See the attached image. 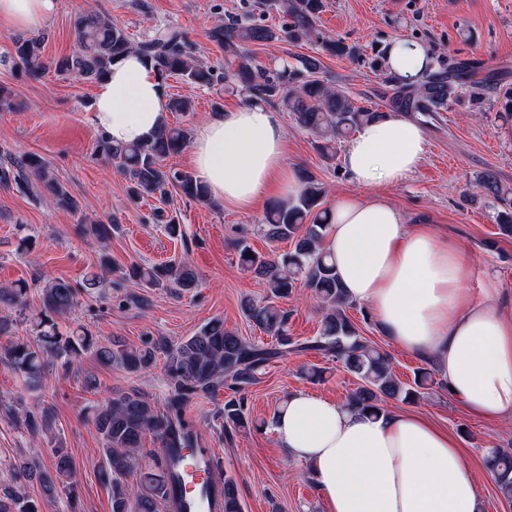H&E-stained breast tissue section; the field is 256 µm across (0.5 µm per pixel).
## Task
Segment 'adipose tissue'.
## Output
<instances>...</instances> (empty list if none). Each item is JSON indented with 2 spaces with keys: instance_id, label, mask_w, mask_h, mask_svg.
Returning a JSON list of instances; mask_svg holds the SVG:
<instances>
[{
  "instance_id": "ef3b65f1",
  "label": "adipose tissue",
  "mask_w": 512,
  "mask_h": 512,
  "mask_svg": "<svg viewBox=\"0 0 512 512\" xmlns=\"http://www.w3.org/2000/svg\"><path fill=\"white\" fill-rule=\"evenodd\" d=\"M57 8L58 0H0V24L36 30ZM431 61L426 47L402 38L387 51L390 72L407 84ZM91 111L112 144L146 143L165 121L161 81L129 53L99 83ZM285 138L275 112L253 103L205 120L191 142L192 164L226 208L286 202L300 178L286 161ZM425 152L421 128L397 114L358 128L343 152L357 190L332 208L323 249L349 300L369 305L392 342L435 363L469 414L512 419V305L492 285L474 294L456 243L360 194L402 181ZM274 431L290 458L308 466L330 512H483L457 440L423 414L389 409L373 417L301 391L289 396Z\"/></svg>"
}]
</instances>
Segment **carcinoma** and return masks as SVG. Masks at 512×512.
<instances>
[{
	"label": "carcinoma",
	"mask_w": 512,
	"mask_h": 512,
	"mask_svg": "<svg viewBox=\"0 0 512 512\" xmlns=\"http://www.w3.org/2000/svg\"><path fill=\"white\" fill-rule=\"evenodd\" d=\"M283 13L289 17L281 33L290 42L316 38L323 49L336 56L354 57L358 50L342 40H328L316 29L322 0H284ZM75 44L71 54L53 63L44 57L45 36H19L13 40L10 59L25 67L29 75L39 76L49 69L60 75H74L99 82L112 63L134 51L152 67L162 82L179 79L192 87L210 88L228 78L255 98L278 102L294 115L298 127L314 138L322 157L335 158V144L353 134L366 122L386 116L355 102L345 91L328 85L322 77V63L314 57L299 59L297 67L267 68L258 63L249 45L277 36L261 25L231 23L217 25L209 40L224 51V67L203 63L195 55L184 34L165 25L135 42L112 18L85 11L73 20ZM389 105L402 112H436L458 96L459 89L474 84L472 76L458 62L430 65L414 84L391 82ZM187 146V132L180 126L163 125L151 141L143 145H112L98 141L99 153L111 160L129 180L128 194L134 201L155 195L166 188L179 190L185 197L206 200L203 185L192 173L169 167L165 160L180 154ZM299 194L286 205L273 203L264 218L265 235L272 241L288 240L294 247L268 256L252 252L238 243L241 266L261 279L267 288L264 298L246 296L241 309L246 319L259 330L277 339L274 346L250 341L224 328V321L213 319L194 335L170 343L164 338L146 337L129 346L119 341L103 343L85 326L62 335L56 319L72 311L80 291L99 285L96 277L74 286L56 279L41 289L42 308L29 319L33 338L12 334V314L27 307L29 286L17 283L0 288V365L38 386L50 360L61 361L62 374H78L82 356L89 353L103 365L129 375L151 371L163 357V373L168 391L163 406L136 387L112 393L93 413V424L102 442L103 479L112 492V512H182L180 495L169 484L176 483V471L204 457L210 449L202 447L197 423L188 407L198 399L209 398L222 389L231 391L224 400V430L245 426L243 391L257 374L288 351H316L336 361L353 374L358 386L346 406L371 415L385 411L389 400L412 403L441 385L428 368H419L409 384L397 379L387 353L363 336L352 323L346 309L352 305L343 292L335 266L322 249L328 226L329 209L324 207L325 189L316 177L306 172L300 177ZM0 185L31 191L38 198L70 208L71 198L56 179L48 162L39 154L24 153L0 162ZM476 188L483 196L501 202L500 230L512 234V188L501 183L493 170L485 171ZM253 253L248 258L245 253ZM123 280L136 281L146 288H194L196 275L184 261L155 265H133L121 272ZM305 288L321 302L322 320L318 335L296 344L288 336V313L277 299ZM6 341H1V338ZM154 438L165 455L150 453L144 462L143 442ZM53 469L59 483L73 485L75 466L62 448L52 449ZM486 464L493 473L501 494L512 498V452L491 449ZM136 475V484L128 477ZM41 479L27 461L15 470V485L0 491V512H39L36 501L27 493L30 482ZM221 512H243L235 482L224 480Z\"/></svg>",
	"instance_id": "cac0c4a2"
}]
</instances>
